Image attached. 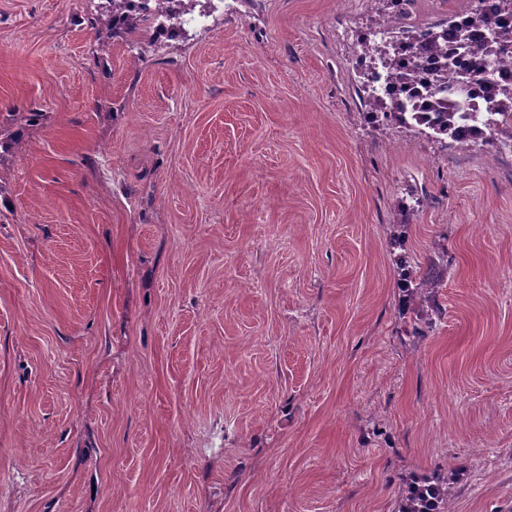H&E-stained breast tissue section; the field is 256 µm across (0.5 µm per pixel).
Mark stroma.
Masks as SVG:
<instances>
[{"label":"stroma","instance_id":"35a3bbf8","mask_svg":"<svg viewBox=\"0 0 512 512\" xmlns=\"http://www.w3.org/2000/svg\"><path fill=\"white\" fill-rule=\"evenodd\" d=\"M208 4L0 0V512H512V151L366 118L386 0ZM112 3V11L105 19L101 17L95 18V23L101 21L107 26H112L114 30H122L127 37H133L142 33H148L151 28L156 32H162L164 26L155 27L152 17L146 13L145 6H139L134 0H109ZM433 266H437L435 261L431 262V268L427 271L421 273L419 269V271L416 272L417 277L414 278L415 287L406 289V292H409L408 295L410 297H419L422 299L423 295V301H425V303H430L434 296L435 288H443L442 281L432 273V269H434ZM455 474L413 477L399 499L398 512H451L448 501Z\"/></svg>","mask_w":512,"mask_h":512}]
</instances>
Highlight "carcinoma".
Segmentation results:
<instances>
[{"mask_svg": "<svg viewBox=\"0 0 512 512\" xmlns=\"http://www.w3.org/2000/svg\"><path fill=\"white\" fill-rule=\"evenodd\" d=\"M109 2L112 3V11L101 23L112 29L121 30L130 38L153 27L158 32L165 30L161 25L154 26L146 8L134 0ZM400 2L404 3V12L400 16L390 13L378 23L384 28L387 38L380 42L363 40L360 42L361 54L372 62L378 58L389 66L395 82L418 85L416 96L426 101L436 115L434 136L453 143L458 142V123L467 119L470 113L459 114L443 109L437 93L451 84L463 99L469 95L471 85L480 83L485 90L487 119L484 126L489 140L512 148V85L498 83L487 72L490 57L512 54V0H498L491 10L482 6L485 0H465L463 9L449 11L448 21L461 22L458 48L469 57L466 70L453 72L448 70V52L442 48V38L448 34V29L407 23L413 0H390V8H397ZM420 51H433L440 57L439 65L422 82L418 79L415 62L402 66L399 59L401 54L412 57ZM414 283L415 287L407 289L409 296L422 297L427 303L431 302L435 289L443 287L442 281L430 269L417 273ZM454 481L455 474L451 472L435 477L411 478L399 499L398 512H451L448 501Z\"/></svg>", "mask_w": 512, "mask_h": 512, "instance_id": "cac0c4a2", "label": "carcinoma"}]
</instances>
